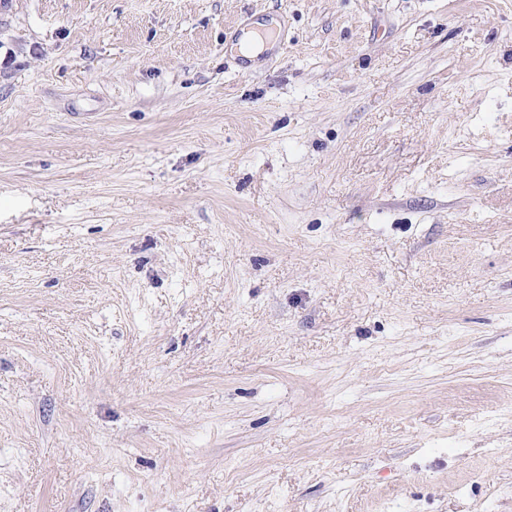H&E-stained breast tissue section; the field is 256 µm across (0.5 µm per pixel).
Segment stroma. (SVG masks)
<instances>
[{
	"mask_svg": "<svg viewBox=\"0 0 512 512\" xmlns=\"http://www.w3.org/2000/svg\"><path fill=\"white\" fill-rule=\"evenodd\" d=\"M0 512H512V0H0Z\"/></svg>",
	"mask_w": 512,
	"mask_h": 512,
	"instance_id": "obj_1",
	"label": "stroma"
}]
</instances>
